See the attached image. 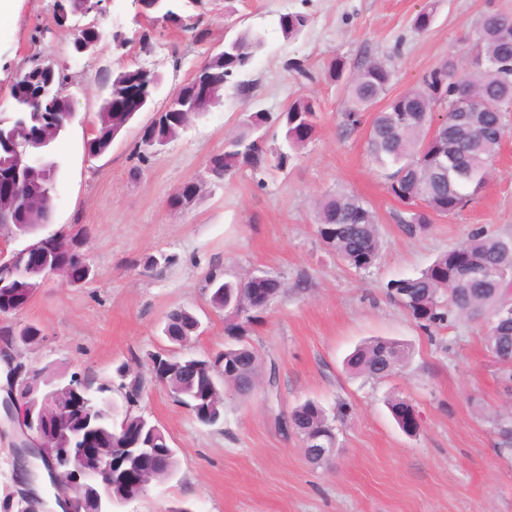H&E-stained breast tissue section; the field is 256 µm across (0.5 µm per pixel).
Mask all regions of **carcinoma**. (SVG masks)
Masks as SVG:
<instances>
[{
    "label": "carcinoma",
    "mask_w": 512,
    "mask_h": 512,
    "mask_svg": "<svg viewBox=\"0 0 512 512\" xmlns=\"http://www.w3.org/2000/svg\"><path fill=\"white\" fill-rule=\"evenodd\" d=\"M309 18L301 13H285L279 17V29L284 38L297 36L307 26ZM103 35L101 29H90L72 36L73 50L95 43ZM265 45L261 32L251 28L240 31L228 40L222 54L208 53L197 71L201 77H210L212 94L219 99L227 83L234 82L236 95L243 103L252 96L253 83L243 78ZM512 65V15L497 10L487 12L481 22L476 42V54L468 73V81L476 91L499 105L512 103V77L505 78L500 64ZM27 76L11 89L14 112L0 126V173L6 175L16 168L25 171L26 179L10 201L0 203V214L10 217V223H0V230L11 235L49 221L52 211L54 180L58 162L48 149L68 126V75L59 68H43L34 59L25 70ZM393 77V70L381 61H372L350 77L347 83L348 108L343 113L346 131L360 129L365 112L380 99ZM445 73L438 70L426 75L419 86L391 101L386 110L374 120L367 137L370 157L380 167L389 170L387 190L403 205L410 207L420 200L424 208L406 210L398 215L400 230L415 238L428 232L431 218L453 215L465 208L482 191L493 159L501 145L504 120L499 112H456L452 83L438 88ZM158 76L130 66L120 70L112 80V95L104 97L97 113L93 137L87 140L86 150L92 156L105 153L114 140V134L126 127L142 108L146 97L155 93ZM194 82L180 86L170 97V108L160 120L139 134L135 151L144 159L152 150L174 138L183 128L180 111L192 96ZM445 95L447 112L441 118L442 132L428 141L432 124L431 108L434 97ZM317 106L308 96L296 98L287 110L272 115L252 112L245 120L243 130L227 139L224 150L208 161L211 180L222 182L244 169L253 171L267 164L264 135L260 131L274 122L284 129L286 148L274 152L277 165L283 167L291 159V152L305 145L317 128ZM12 137L25 142V154H18L5 144ZM200 191L180 187L170 197L173 209H184L195 202ZM316 233L320 241L349 268L367 270L375 264L381 249V238L373 209L353 194L340 192L328 197L318 208ZM53 248L59 262L69 266L71 278L85 282L90 270L84 255L68 241L55 242ZM46 271L32 267L19 275L6 277L9 295L0 294V314L16 312L27 304L40 287ZM283 282L272 275L251 276L246 280H226L218 273L206 279L210 305L217 310L228 309V303H237L242 317L230 322L225 330L238 337L233 344L213 357L162 355L148 353L144 363L150 378L137 373L128 377L123 364L117 373L123 382L128 405L120 424H115L112 413L100 401L105 387L94 389L98 400L90 404L87 415L73 419V426L83 421L97 428L100 443L119 453L122 447L120 430H135L154 442V447H169L165 433L143 415L132 412L133 407L149 391L150 384L159 383L169 388L175 400L187 407L196 419L205 425L218 423L223 412V390L229 388L238 394L252 391L251 383L261 374L269 375L267 385L275 387V375L270 373L247 338L261 324L264 314L250 309L253 298L261 294L272 302L278 298ZM386 293L413 321L422 328L443 327L464 315H488L490 324L486 346L502 365L501 379L512 383V237H502L476 230L468 238L441 253L419 275L393 279L386 284ZM198 319L187 309H175L167 316L164 334L169 342L184 346L196 336ZM408 347L399 341L376 338L358 346L348 359V367L359 374L384 377L392 373L408 357ZM232 365L237 374L214 380L218 364ZM56 382L46 368L33 369L22 379V398L39 392ZM389 407L397 424L408 434L403 413L412 405L403 400H390ZM288 417L294 431L305 439L318 433H334L336 427L326 410L308 400L295 407ZM47 455L46 466L65 470L52 453L62 444V434L56 428L43 429ZM147 488L129 490L119 479L112 480V498L128 500L144 495Z\"/></svg>",
    "instance_id": "carcinoma-1"
}]
</instances>
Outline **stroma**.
<instances>
[{"mask_svg": "<svg viewBox=\"0 0 512 512\" xmlns=\"http://www.w3.org/2000/svg\"><path fill=\"white\" fill-rule=\"evenodd\" d=\"M425 6L433 21L420 32L412 21ZM178 7L208 28L206 44L139 16L134 0H102L96 18L105 38L92 54L73 53L69 31L56 23L55 0H14L0 26V116L11 112V86L31 56L70 76L75 118L51 147L60 167L52 216L38 235L86 229L91 269L80 285L47 276L25 308L0 319L41 329L38 343L15 347L25 367L108 386L120 418L127 403L117 369L126 363L136 373L132 356L173 352L163 334L171 310L191 309L201 323L188 354L211 356L228 343L226 314L208 302L210 273L264 271L285 284L249 337L263 360L275 362L276 388L258 382L245 399L224 391L222 420L204 426L165 386H152L138 410L165 430L177 469L139 499L114 503L112 512H512V447L503 444L512 429V390L486 348L485 318L463 316L430 336L385 294L389 280L418 275L476 228L512 236V112L474 203L409 238L397 226L402 205L367 154L365 129L342 128L345 83L328 75L337 57L350 74L366 60L388 63L394 76L384 98L392 100L448 56L464 55L483 16L512 12V0H179ZM287 12L310 19L292 40L278 28ZM248 26L265 37L251 66L248 103L225 95L144 161L134 149L150 115L140 112L105 154H88L113 72L134 66L154 73V103L163 105L193 77L207 46ZM145 31L153 35L148 50L137 43ZM290 59L303 61L314 81L299 83L284 67ZM300 95L316 101L317 128L288 165L206 182L210 156L238 132L244 113L276 114ZM197 181V201L171 209V195ZM339 192L362 198L377 216L382 249L369 271L340 263L315 232L317 205ZM149 256L157 266L145 267ZM376 337L407 344L408 359L383 378L349 373L347 356ZM393 398L416 410L415 435L395 422ZM308 400L335 419L338 453L327 466L311 464L301 437L284 434L278 423ZM13 451L12 432H1L0 505L20 512Z\"/></svg>", "mask_w": 512, "mask_h": 512, "instance_id": "1", "label": "stroma"}]
</instances>
